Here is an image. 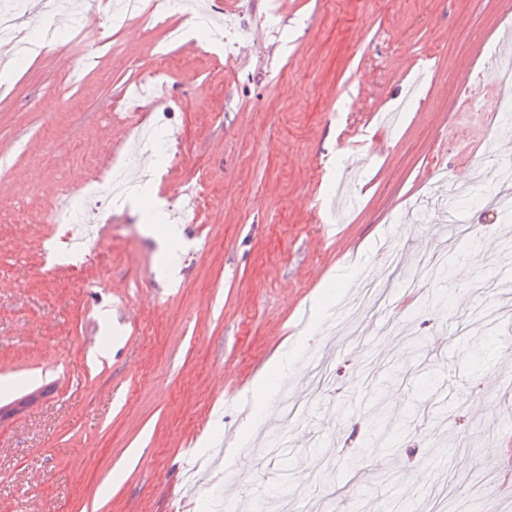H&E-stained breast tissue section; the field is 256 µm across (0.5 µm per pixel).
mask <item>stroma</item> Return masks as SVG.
<instances>
[{"mask_svg":"<svg viewBox=\"0 0 512 512\" xmlns=\"http://www.w3.org/2000/svg\"><path fill=\"white\" fill-rule=\"evenodd\" d=\"M215 20L274 31L251 64L202 41L173 47L163 94L134 108L163 30L113 31L99 66L88 32L109 0L52 14L56 40L0 68V405L37 393L0 421V512H179L172 491L208 475L192 512H225L287 491L295 512H422L430 491L497 506L475 470L502 471L512 419L491 395L512 381V318L471 282L426 281L372 307L337 270L362 279L385 251L408 265L431 243L473 246L483 275L512 287V220L500 186L471 185L454 208L437 188L512 138L488 135L496 73L512 65L497 35L512 0H201ZM180 135L182 158L126 199L89 202L107 230L47 259L70 189L126 165L141 124ZM209 205L198 206L200 189ZM183 234L165 237L164 225ZM180 267L171 281L168 261ZM496 345L473 366L475 334ZM333 376L288 432L286 454L252 459L243 399L280 356L303 374L309 350ZM384 364L385 406L402 429L348 459L369 422L361 378Z\"/></svg>","mask_w":512,"mask_h":512,"instance_id":"stroma-1","label":"stroma"}]
</instances>
